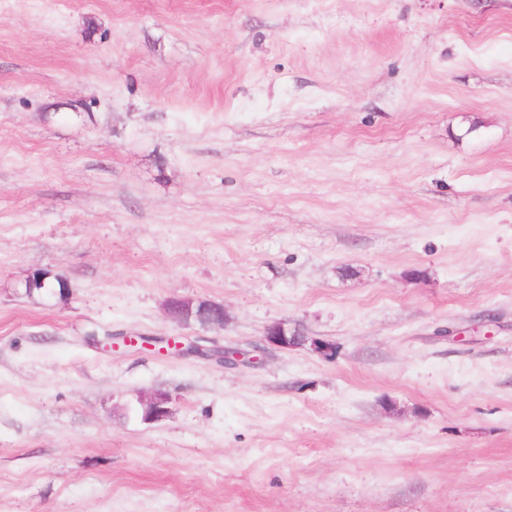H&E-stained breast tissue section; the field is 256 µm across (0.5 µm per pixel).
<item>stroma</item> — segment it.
I'll return each mask as SVG.
<instances>
[{"mask_svg": "<svg viewBox=\"0 0 512 512\" xmlns=\"http://www.w3.org/2000/svg\"><path fill=\"white\" fill-rule=\"evenodd\" d=\"M0 512H512V0H0ZM202 305L203 308H209L213 306L215 309L217 308L221 313V320L217 325L221 327L224 326V320H226L227 314L224 309V306L217 303L211 302H195L192 299L181 298V297H173L170 298L165 305L166 315L174 322L188 325L184 321V316L186 311H192L193 307ZM264 340L267 344L288 349L292 346H304L309 344L312 350L322 353L325 356L332 355L333 349L328 344L317 340H309L306 336H300L297 332L288 330L283 322H276L270 325L265 333Z\"/></svg>", "mask_w": 512, "mask_h": 512, "instance_id": "35a3bbf8", "label": "stroma"}]
</instances>
